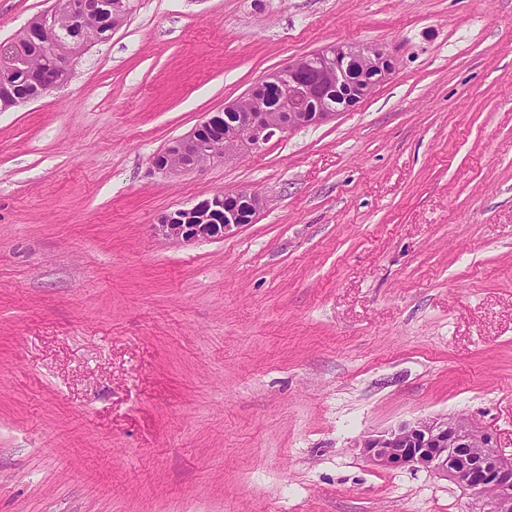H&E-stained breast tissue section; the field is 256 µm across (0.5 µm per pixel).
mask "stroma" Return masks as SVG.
Here are the masks:
<instances>
[{
    "instance_id": "1",
    "label": "stroma",
    "mask_w": 512,
    "mask_h": 512,
    "mask_svg": "<svg viewBox=\"0 0 512 512\" xmlns=\"http://www.w3.org/2000/svg\"><path fill=\"white\" fill-rule=\"evenodd\" d=\"M337 42L394 62L353 111L153 171ZM238 190L234 234L156 235ZM446 415L512 457V0H136L0 112V512H469L357 446Z\"/></svg>"
}]
</instances>
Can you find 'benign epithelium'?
Returning <instances> with one entry per match:
<instances>
[{
    "instance_id": "obj_1",
    "label": "benign epithelium",
    "mask_w": 512,
    "mask_h": 512,
    "mask_svg": "<svg viewBox=\"0 0 512 512\" xmlns=\"http://www.w3.org/2000/svg\"><path fill=\"white\" fill-rule=\"evenodd\" d=\"M108 8L106 0H65L46 13L38 35L58 69L68 72L73 63L70 56L56 51L62 31L80 33L86 18L100 16ZM0 45V108L37 100L52 90L44 85L15 99L10 78L28 68L26 49L16 37ZM392 70L391 60L376 48L346 43L325 46L268 74L247 94L250 108L242 109L240 102L225 107L232 117L229 128H224V112L213 113L164 149L160 156L168 162L155 160L153 169L169 176L201 170L240 150H258L276 135L284 137L297 128L333 119L370 94ZM274 88L279 90L280 106L273 118L262 94ZM332 91L341 101L336 108L324 104ZM260 206L255 192H225L162 216L155 231L183 242L222 239L243 227L242 213L253 215ZM358 447L378 468L425 469L451 482L471 499L473 512H512V457L499 451L492 433L462 417L417 419L369 434Z\"/></svg>"
}]
</instances>
